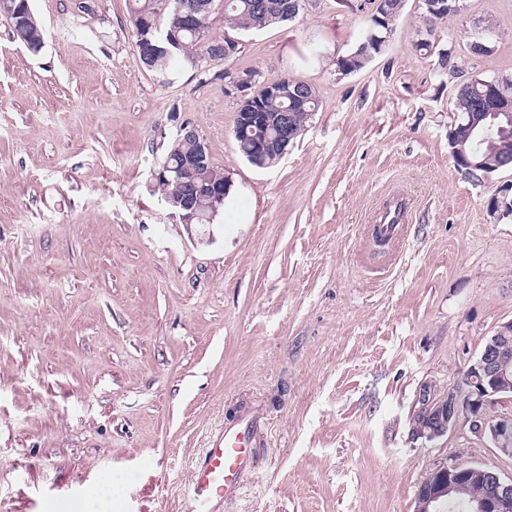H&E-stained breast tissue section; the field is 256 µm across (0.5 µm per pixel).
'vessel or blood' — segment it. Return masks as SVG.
Here are the masks:
<instances>
[{
  "label": "vessel or blood",
  "instance_id": "obj_1",
  "mask_svg": "<svg viewBox=\"0 0 512 512\" xmlns=\"http://www.w3.org/2000/svg\"><path fill=\"white\" fill-rule=\"evenodd\" d=\"M260 427L259 416L246 412L210 435L193 470L182 512H222L241 495L256 474Z\"/></svg>",
  "mask_w": 512,
  "mask_h": 512
}]
</instances>
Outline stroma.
Returning a JSON list of instances; mask_svg holds the SVG:
<instances>
[{"mask_svg":"<svg viewBox=\"0 0 512 512\" xmlns=\"http://www.w3.org/2000/svg\"><path fill=\"white\" fill-rule=\"evenodd\" d=\"M80 3L31 0L36 54L0 17V512H92L107 479L112 512H179L207 437L245 407L260 479L223 512H413L438 466L512 477L468 421L433 440L412 425L420 389L467 394L512 320V215L490 210L512 167L471 179L448 146L458 86L512 76V0L434 24L405 0L349 74L374 0H304L234 32L232 58L163 72L140 60L131 0ZM244 70L251 92L287 76L318 96L271 168L237 149L226 75ZM185 123L231 183L203 240L154 179ZM396 195L384 255L368 227Z\"/></svg>","mask_w":512,"mask_h":512,"instance_id":"stroma-1","label":"stroma"}]
</instances>
